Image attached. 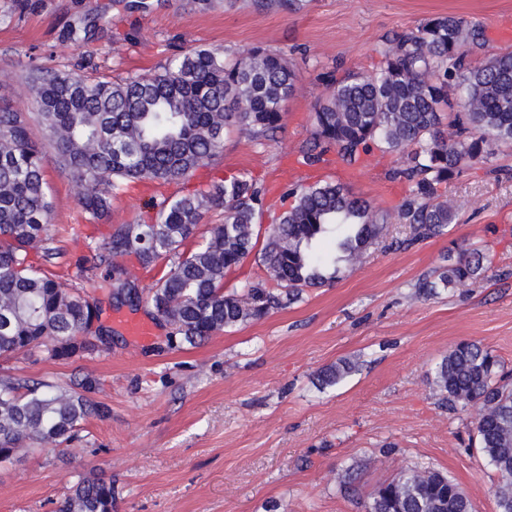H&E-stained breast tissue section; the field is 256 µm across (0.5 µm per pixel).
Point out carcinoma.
I'll return each instance as SVG.
<instances>
[{
	"label": "carcinoma",
	"instance_id": "obj_1",
	"mask_svg": "<svg viewBox=\"0 0 512 512\" xmlns=\"http://www.w3.org/2000/svg\"><path fill=\"white\" fill-rule=\"evenodd\" d=\"M380 54L376 70L325 85L301 156L312 167L331 154L350 170L375 150L396 156L391 177L407 190L395 206L377 209L338 181L293 185L286 194L292 203L262 233L265 187L245 174L212 181L164 198L147 220L99 233L83 261L100 287L135 292L130 304L150 305L171 342L195 345L333 283L338 263L361 262L388 224L408 225L415 241L446 234L460 209L448 185L512 144V51H494L482 24L446 15L392 35ZM29 79L54 156L32 139L27 113L0 106V358L34 349L54 360L107 353L111 340L86 338L99 312L95 290L66 284L46 268L59 255L47 233L53 202L46 169L54 163L85 188L80 203L94 223L130 183L189 179L215 160L233 131L274 139L297 74L261 47L228 61L218 49L189 45L156 71L120 82L45 66L30 68ZM451 87L459 111L445 123ZM209 211L220 212L221 222L200 237ZM120 257L156 271L153 282L142 285ZM250 257L265 277L226 289V277ZM482 270L480 255L465 250L441 282L465 287ZM356 370L352 360L326 366L320 385L334 386ZM435 383L448 401L482 407L474 446L500 475L499 512H512V385L500 360L462 340L436 366ZM100 386L91 374L73 387L1 373L0 464L71 441L90 419H105L108 408L94 398ZM112 502V482L85 473L55 512H112ZM367 509L471 512V504L443 473L409 469L381 485Z\"/></svg>",
	"mask_w": 512,
	"mask_h": 512
}]
</instances>
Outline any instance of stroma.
<instances>
[{"label":"stroma","mask_w":512,"mask_h":512,"mask_svg":"<svg viewBox=\"0 0 512 512\" xmlns=\"http://www.w3.org/2000/svg\"><path fill=\"white\" fill-rule=\"evenodd\" d=\"M0 0V72L11 75L5 105L35 113L30 64L66 71L82 63L111 80L153 72L182 42L232 54L253 46L281 54L299 81L275 140L232 133L224 151L189 181L139 184L112 202L110 224H129L161 198L214 177L264 181L272 223L289 185L347 183L376 207L393 206L403 183L389 179L395 156L373 154L349 177L335 164H298L324 76L376 69L386 36L437 15L482 22L494 49L512 50V0H306L296 12L277 0ZM87 28L82 40L70 31ZM53 212L49 234L62 253L65 283L94 288L82 263L89 232L79 187L48 167ZM461 205L446 235L393 248L408 227L388 225L361 264L343 268L330 287L305 289L300 301L206 342L171 348L165 328L131 338L104 310L112 349L67 361L34 352L0 368L70 384L90 373L102 381L106 419H91L85 439L53 445L0 467V512H53L78 474L110 479L112 512H366L376 489L408 469H434L469 497L473 512H498L499 475L471 444L475 415L451 407L434 382L437 363L458 341L491 349L512 370V145L497 148L449 187ZM479 250L485 272L465 288L437 286L445 258ZM343 359L360 369L333 387L319 370ZM358 475L355 490L342 484Z\"/></svg>","instance_id":"obj_1"}]
</instances>
